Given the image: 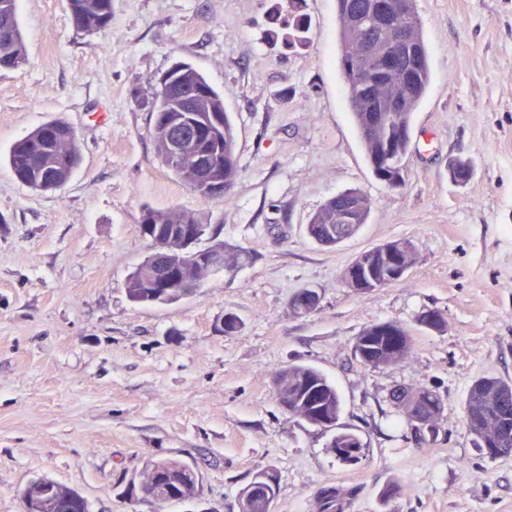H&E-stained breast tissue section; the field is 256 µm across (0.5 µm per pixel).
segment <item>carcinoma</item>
Here are the masks:
<instances>
[{"instance_id":"cac0c4a2","label":"carcinoma","mask_w":512,"mask_h":512,"mask_svg":"<svg viewBox=\"0 0 512 512\" xmlns=\"http://www.w3.org/2000/svg\"><path fill=\"white\" fill-rule=\"evenodd\" d=\"M402 12L390 26L384 25L380 0H337L339 20V65L345 70L353 58L360 56L368 43L379 46L387 43L402 27L408 33V57L388 72L368 70L367 78L358 83H344L347 105L353 124L361 139L365 157L374 177L392 188L404 185L403 168L410 144L411 120L432 83L430 54L425 47L414 0H400ZM71 19L76 28L88 33L107 29L112 22V0H68ZM293 43L304 45L309 40V23L304 14L292 17ZM28 53L17 16V0H0V69H16L27 63ZM182 82L176 86L180 98H195L199 108L222 118L224 144L216 178L224 182V192L231 191L238 174L236 134L224 96L213 89L191 65H186ZM148 111L155 115L154 141L163 163L172 173L188 184L202 198L211 194L195 175L190 158L172 161L166 154L164 141L167 128L175 116L173 107L157 96L145 101ZM43 158L55 174L52 185L41 182L33 161ZM78 160L77 137L73 128L47 122L17 142L8 155V164L16 178L39 191L55 190L67 183ZM368 198L356 191L339 194L328 200L310 218L308 235L324 246H334L353 236L369 216ZM186 213L169 210L144 211L142 223L150 224L158 236H167L185 223ZM400 257V264L410 267L415 262L411 242L397 239L385 243ZM386 261L382 246L361 253L359 266L363 272L353 275L345 270L344 281L356 293H363L387 285ZM148 270L138 267L126 281L128 298L142 304L147 299L141 282ZM300 288L289 298L288 305L296 314H307L305 295ZM379 324L365 327L354 339L353 352L363 364L380 368L399 364L412 347V336L403 331L396 342L389 333L378 330ZM275 391L280 406L306 423L321 425L326 419L336 421L341 413V399L336 387L317 369L306 365H288L278 370ZM396 409L407 419L408 426L419 442L426 443L439 431V416L443 402L439 393L423 388L412 392L396 389L391 393ZM465 423L474 438V445L485 457H503L512 454V383L495 377H482L471 387L466 404ZM508 425L507 436L498 448L483 445L488 428L493 422ZM144 468L167 472L166 482L154 492V504L162 507L175 498L187 500L201 495L202 485L194 466L178 460H149ZM277 475L270 469H260L239 493L241 512H272L277 495ZM76 490L62 484L44 490L35 481L23 491L25 512H76ZM322 512H342L336 489L328 486L320 490Z\"/></svg>"}]
</instances>
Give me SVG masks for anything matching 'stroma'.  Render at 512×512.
Listing matches in <instances>:
<instances>
[{"label":"stroma","mask_w":512,"mask_h":512,"mask_svg":"<svg viewBox=\"0 0 512 512\" xmlns=\"http://www.w3.org/2000/svg\"><path fill=\"white\" fill-rule=\"evenodd\" d=\"M433 81L411 125L405 184L376 180L352 124L337 46L336 0H306L307 46L288 45L271 12L289 0H112L102 32L77 29L67 0H18L28 63L0 69V512H23L37 478L77 490L89 512H155L119 495L148 460L195 465L202 496L164 512H239L253 473L278 477L273 512H321L318 492H347L343 512H512V455L474 447L465 403L483 376L512 382V0H416ZM195 67L236 127L239 172L206 200L163 164L143 107L174 64ZM72 127L81 161L60 189L20 183L6 157L41 124ZM471 162L458 186L449 161ZM355 190L370 201L358 233L312 240L311 215ZM207 226L202 246L246 260L173 304L125 289L152 254L145 209ZM411 241L399 282L357 294L344 272L363 250ZM307 287L320 301L294 313ZM435 310L444 331L420 329ZM241 326L224 331L225 313ZM413 336L398 365L353 355L366 326ZM315 367L342 401L339 425L365 450L347 465L329 432L285 413L273 383ZM430 388L440 431L418 443L389 400ZM397 494L388 502V487Z\"/></svg>","instance_id":"obj_1"}]
</instances>
